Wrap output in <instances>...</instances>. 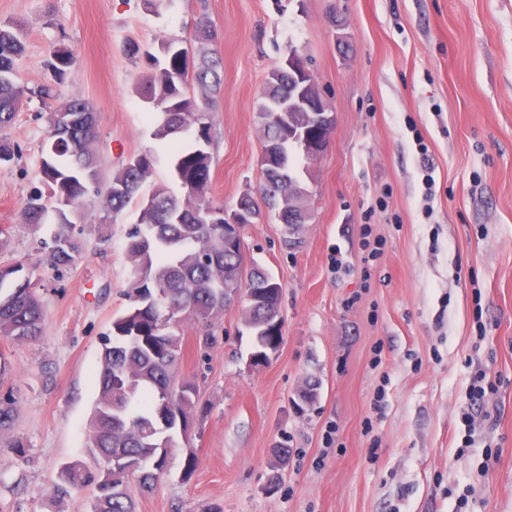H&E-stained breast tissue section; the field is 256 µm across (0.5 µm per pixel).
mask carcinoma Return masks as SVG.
<instances>
[{"instance_id": "obj_1", "label": "carcinoma", "mask_w": 512, "mask_h": 512, "mask_svg": "<svg viewBox=\"0 0 512 512\" xmlns=\"http://www.w3.org/2000/svg\"><path fill=\"white\" fill-rule=\"evenodd\" d=\"M196 57L187 53L150 56L147 72L139 77L136 90L156 114L152 136L169 145L171 130L186 126L192 130L191 143L172 149L174 175L182 193L155 183L149 192L143 186L158 161L152 152L136 155L137 165L122 164L108 174L94 149L99 135L97 113L83 99H70L55 106L50 130L58 117L70 114L76 121L59 136L49 134L50 146L42 157L39 188L25 205L27 223L41 225L52 219L57 229L52 237L49 264L56 270L74 264L82 245L70 231L69 215L81 209L90 196L102 199L104 224L132 202H137L138 219L127 233L126 255L131 270L147 269L142 280L132 277L125 291L130 301L126 314L113 322L112 333L103 340L97 374V396L88 422V440L96 463L81 460L67 463L61 471L59 494H69L95 485L91 512H135L129 488L130 477L139 475L143 489L152 487L165 462L154 469L134 468L127 472L99 471L104 461L124 456L130 461L156 454L162 434L161 421L182 417L193 420L197 411L196 387L176 380L177 353L182 350L186 321L208 322L224 314V291L242 287L241 253L224 246V219L207 200L210 180L212 108L215 93L223 81L222 60L210 49L213 34L200 23L193 29ZM24 53L19 31L11 24L0 25V127L16 117L25 94L42 100L54 97L42 85L31 91L18 82V61ZM76 62L66 48L52 52L53 80L64 83L68 69ZM303 82L282 65L272 68L257 107L263 143H274L278 155L261 165V194L265 204L277 211L281 223H288V204L308 199L306 185L292 176L293 154L302 150L299 139L288 130L266 120L271 106L292 97ZM20 271L7 266L0 272V294L8 301L0 305V337L26 341L42 331L44 308L40 296L17 284L3 289L5 281ZM282 286L263 290L260 301L241 313L243 324L266 339L263 330L275 320Z\"/></svg>"}]
</instances>
